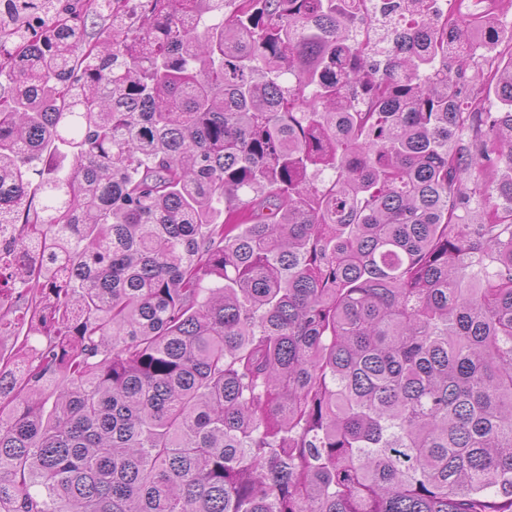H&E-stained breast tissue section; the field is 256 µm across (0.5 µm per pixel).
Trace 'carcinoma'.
I'll use <instances>...</instances> for the list:
<instances>
[{
	"label": "carcinoma",
	"instance_id": "1",
	"mask_svg": "<svg viewBox=\"0 0 512 512\" xmlns=\"http://www.w3.org/2000/svg\"><path fill=\"white\" fill-rule=\"evenodd\" d=\"M415 2L0 0V512H512V39Z\"/></svg>",
	"mask_w": 512,
	"mask_h": 512
}]
</instances>
